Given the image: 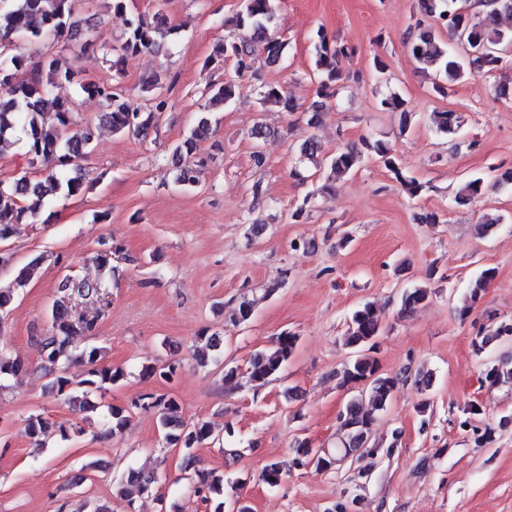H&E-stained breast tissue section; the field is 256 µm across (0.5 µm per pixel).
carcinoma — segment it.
<instances>
[{
    "instance_id": "1",
    "label": "carcinoma",
    "mask_w": 512,
    "mask_h": 512,
    "mask_svg": "<svg viewBox=\"0 0 512 512\" xmlns=\"http://www.w3.org/2000/svg\"><path fill=\"white\" fill-rule=\"evenodd\" d=\"M0 7V87H7L12 95L0 98V144L6 136L19 132L30 156L31 164L41 166V177L31 180L21 176L11 181H0V242L7 241L13 226L20 223L28 209L41 208L56 196H77L89 188V179L82 161L92 151L100 126L92 121L78 123L75 117L76 102L54 93L63 83L74 76V62L79 56L94 49L100 42L97 24L93 18L82 13L83 0H6ZM128 0H110L112 12L125 16L126 30L123 40L112 46L119 66L124 57L139 54L151 48H159L169 30L162 20V6L166 0H155V21L150 22L140 13H127ZM485 7L484 17L470 11L465 0H417L418 13L433 17L448 29V40L444 41L435 29L419 19L406 35L405 45L412 57L433 69L442 77V82L433 85L434 91L447 94L445 83H453L467 76L491 74L503 64L512 63V30L495 27L497 16L512 15V0H481ZM278 0H243L242 9L233 17L231 25L235 33L217 42L207 63L222 66L232 62L235 76L242 80L256 75L255 58L251 42L264 39L265 62L276 64L286 55L288 43L268 38L266 34L277 18ZM355 53V48L340 45L318 30L314 41V61L311 80L316 85L315 96L305 109L307 122L317 125L323 112L337 99L342 84L347 80L338 68L342 56ZM21 72L29 78L19 81ZM145 90L151 93L149 104L134 106L123 91L107 85L85 83L81 93L101 100L104 110L100 122L107 124L112 133L144 140L168 107L164 93L165 83L156 74L143 81ZM207 100L211 105L228 104L235 96V83L231 80L213 83L207 87ZM259 103L274 104L287 112L296 110L287 92L280 86L262 84L258 87ZM383 109L400 112L399 135H404L410 124L405 100L391 93L381 100ZM437 132L449 136L460 127L459 117L453 112L436 113ZM210 130L208 115L201 116L189 134L172 148L177 160L175 183L185 190L194 189L199 183V173L205 161L197 155L198 142ZM374 158L394 173L401 185L413 197L420 195L424 185L413 178L402 175L400 160L393 154L391 146L381 140L365 141L363 147L347 146L325 159L330 170L329 178L344 176L353 171L364 156ZM483 180L471 178L463 183L454 197V202L464 206L482 195ZM492 268L482 270L470 282L468 294L462 307L467 314L480 300L494 278ZM62 293L50 309V329L39 342L42 347L44 369L49 377L48 387L63 397L74 410L84 412L92 407L90 394L103 390L107 384H115L123 378V372L102 364L103 346L81 344L93 335L96 322L87 321L74 313L77 303L91 301L99 304L100 315H106L110 300L107 288L99 281L73 282L65 277L58 285ZM431 296L425 285L403 289L400 295L398 314L406 316L423 306ZM383 328L377 309L372 302L357 307L347 320L344 345L358 355L350 359L336 372L342 387L367 378H372L365 394L352 397L339 415V430L336 448L325 455H315L306 439L295 440L297 462L314 463L319 469L329 470L338 456H347L365 449L360 457L374 454L366 448L378 415L392 403L399 385L414 378L415 384L427 387L431 374L408 371L399 377L374 376L378 371L377 361L368 355L376 345ZM512 337V321H503L492 332V336L478 335L473 341L478 352L502 337ZM297 336L286 332L277 337L272 350L253 352L244 366L231 362L224 364V383L235 387L241 381L260 386L276 376L288 363L296 347ZM224 341L217 333L206 337L205 348L194 351V358L202 365L212 360L220 363ZM77 360L89 366L86 378L75 383L64 370L65 364ZM24 369L23 362L0 345V379L17 376ZM485 379L492 385L512 383V355L503 356L486 369ZM137 410L159 409V423L163 439L170 448L182 454V468L192 483L194 494L208 504L216 502L214 512H252L251 506L238 497L226 501L224 475L196 468L194 450L207 443L216 442V437L205 422L185 424L171 416L176 403L164 395L148 393L132 404ZM50 426L44 416L37 414L28 419L27 435L33 440L43 435ZM283 478L280 463L273 461L264 466L260 479L271 487L280 484ZM158 483V477L150 472L130 470L121 480L122 492L128 512H136V499L149 493Z\"/></svg>"
}]
</instances>
